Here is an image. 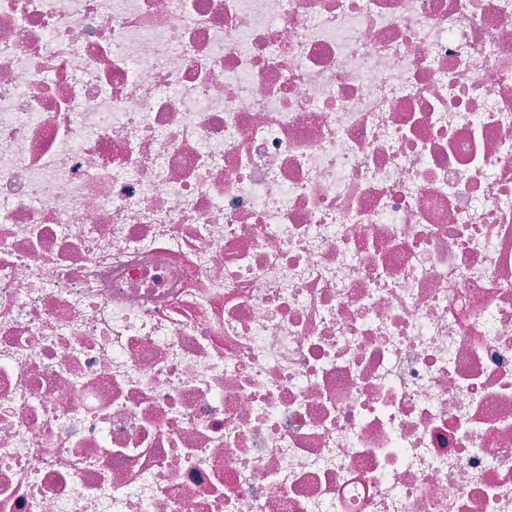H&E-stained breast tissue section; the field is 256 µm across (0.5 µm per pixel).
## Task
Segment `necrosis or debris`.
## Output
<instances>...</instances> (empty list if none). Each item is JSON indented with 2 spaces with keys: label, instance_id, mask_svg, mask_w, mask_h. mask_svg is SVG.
Returning a JSON list of instances; mask_svg holds the SVG:
<instances>
[{
  "label": "necrosis or debris",
  "instance_id": "1",
  "mask_svg": "<svg viewBox=\"0 0 512 512\" xmlns=\"http://www.w3.org/2000/svg\"><path fill=\"white\" fill-rule=\"evenodd\" d=\"M0 512H512V0H0Z\"/></svg>",
  "mask_w": 512,
  "mask_h": 512
}]
</instances>
